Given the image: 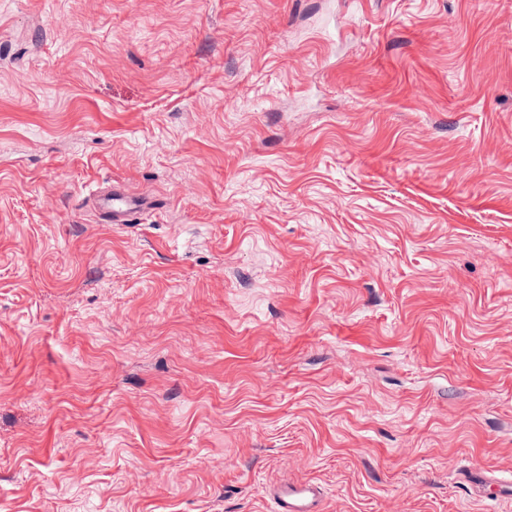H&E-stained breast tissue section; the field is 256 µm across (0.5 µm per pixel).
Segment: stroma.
I'll use <instances>...</instances> for the list:
<instances>
[{"label": "stroma", "mask_w": 512, "mask_h": 512, "mask_svg": "<svg viewBox=\"0 0 512 512\" xmlns=\"http://www.w3.org/2000/svg\"><path fill=\"white\" fill-rule=\"evenodd\" d=\"M301 479L512 512V0H0V512ZM98 202L102 220L107 224L133 223L135 214L144 204L142 198L130 195L120 183H113Z\"/></svg>", "instance_id": "1"}]
</instances>
